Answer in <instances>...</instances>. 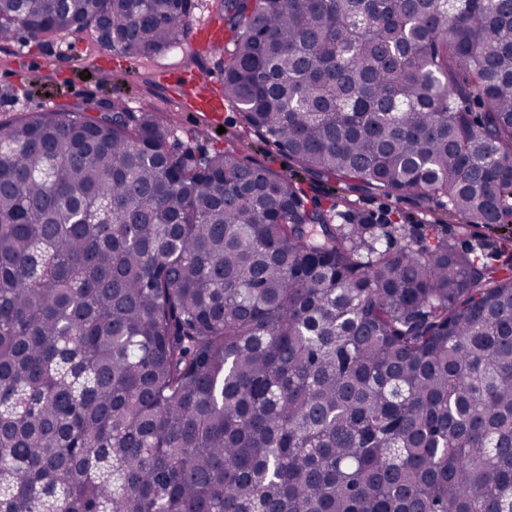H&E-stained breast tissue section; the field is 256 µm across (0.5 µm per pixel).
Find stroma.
Segmentation results:
<instances>
[{"mask_svg": "<svg viewBox=\"0 0 512 512\" xmlns=\"http://www.w3.org/2000/svg\"><path fill=\"white\" fill-rule=\"evenodd\" d=\"M224 57V50L193 45L188 37L180 48L164 55L127 57L103 48L95 32L89 29L37 39L22 31L13 42L0 47V121L7 122L49 107L72 110L119 99L130 110L150 108L167 115L181 140L211 153L235 141L240 131L238 113L225 108L223 126L219 129L192 120L190 113L171 105L168 89L158 83L157 73L164 69L209 77L212 93L220 97L224 94ZM248 154L274 169H285L303 185L314 186L323 206H330L335 200L334 186L313 182L260 134L250 135ZM352 201L355 207L379 220L400 214L413 224L427 218L447 225L451 236L484 243L487 252L496 256L494 264L499 275L512 274V224L464 229L436 200L420 208L408 200L361 193L353 195Z\"/></svg>", "mask_w": 512, "mask_h": 512, "instance_id": "35a3bbf8", "label": "stroma"}]
</instances>
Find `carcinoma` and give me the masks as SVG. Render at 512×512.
<instances>
[{"mask_svg":"<svg viewBox=\"0 0 512 512\" xmlns=\"http://www.w3.org/2000/svg\"><path fill=\"white\" fill-rule=\"evenodd\" d=\"M216 8L239 143L119 99L0 123V512H512V278L241 148L511 222L512 0ZM191 9L0 0V42L162 54ZM246 154L276 170L292 175L301 181L305 188H307V185H312L316 191L309 192V194L318 197L323 206L328 207L336 200L337 191L334 186L312 180L310 176L303 173L288 159L287 155L280 153L275 146L269 145L260 134L252 133L249 136V148ZM282 165H286V168L282 169Z\"/></svg>","mask_w":512,"mask_h":512,"instance_id":"1","label":"carcinoma"}]
</instances>
